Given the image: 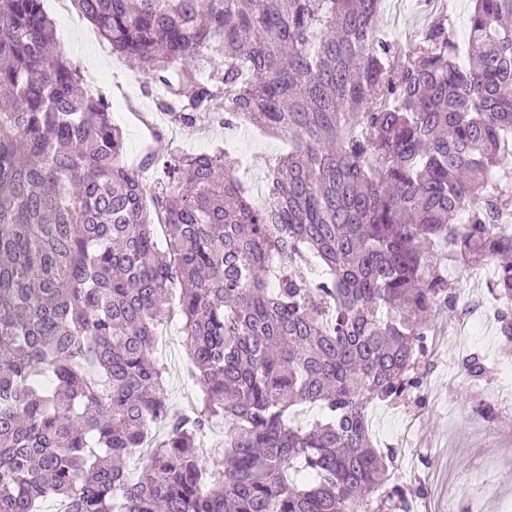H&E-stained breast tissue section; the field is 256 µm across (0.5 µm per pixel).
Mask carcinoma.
I'll use <instances>...</instances> for the list:
<instances>
[{"label": "carcinoma", "instance_id": "obj_1", "mask_svg": "<svg viewBox=\"0 0 512 512\" xmlns=\"http://www.w3.org/2000/svg\"><path fill=\"white\" fill-rule=\"evenodd\" d=\"M472 2L465 47L442 17L406 52L382 0H78L173 121L288 140L254 201L219 146L147 156V190L43 0H0V512H408L369 408L424 402L452 269L496 260L512 344V0ZM175 288L183 413L155 346Z\"/></svg>", "mask_w": 512, "mask_h": 512}]
</instances>
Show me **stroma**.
Masks as SVG:
<instances>
[{"instance_id": "obj_1", "label": "stroma", "mask_w": 512, "mask_h": 512, "mask_svg": "<svg viewBox=\"0 0 512 512\" xmlns=\"http://www.w3.org/2000/svg\"><path fill=\"white\" fill-rule=\"evenodd\" d=\"M54 19L68 57L79 69L87 89L103 92L117 107L113 122L122 130L128 163L139 165L156 136L172 141L176 148L205 152L216 144H226L239 164V176L249 191L266 185V161L285 149L284 143L247 127L227 134L224 127L205 131L175 130L169 122L147 129L141 115H156L154 93L148 92L142 73L112 54L94 27L82 16L74 0L57 4L44 0ZM430 13L418 9L414 0H394L384 10L379 27L388 38L403 47H412ZM492 306L472 309L467 316L441 310L431 323L432 345L428 353L431 369L421 388L424 403L408 410L376 405L370 412L376 441L399 449L398 473L406 483L421 487L412 502V512H445L449 499L469 504L475 491L465 479L464 466L484 457L497 458L496 467L484 473L490 497L480 512H512V406L499 408L494 420L470 414L449 415V407L463 406L469 397L496 395L499 387L512 382V352H503L495 326L486 316ZM179 314L159 328L157 349L169 370L172 403L190 408L196 390L188 382V360ZM479 352L494 363L490 382L472 384L460 370L462 351Z\"/></svg>"}]
</instances>
